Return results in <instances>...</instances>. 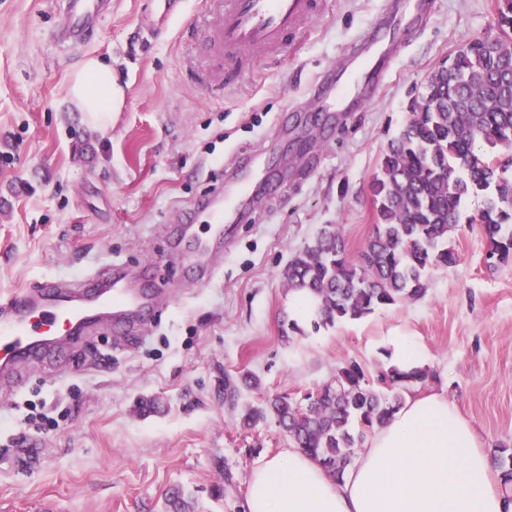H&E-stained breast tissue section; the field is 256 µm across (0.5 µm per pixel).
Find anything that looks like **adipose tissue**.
I'll return each instance as SVG.
<instances>
[{"label": "adipose tissue", "instance_id": "1", "mask_svg": "<svg viewBox=\"0 0 512 512\" xmlns=\"http://www.w3.org/2000/svg\"><path fill=\"white\" fill-rule=\"evenodd\" d=\"M125 90L99 58L73 72L67 100L86 126L106 133ZM388 362L423 367L424 354L407 331L384 339ZM246 512H512L498 488L489 452L447 396L407 398L369 434L343 478L331 476L300 449L260 459L252 469Z\"/></svg>", "mask_w": 512, "mask_h": 512}]
</instances>
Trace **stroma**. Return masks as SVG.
Masks as SVG:
<instances>
[{
    "instance_id": "obj_1",
    "label": "stroma",
    "mask_w": 512,
    "mask_h": 512,
    "mask_svg": "<svg viewBox=\"0 0 512 512\" xmlns=\"http://www.w3.org/2000/svg\"><path fill=\"white\" fill-rule=\"evenodd\" d=\"M435 2L427 25L393 32L402 51L385 81H350L357 111L323 126L306 100L387 0H326L298 47L207 90L193 48L213 0H112L84 43L62 41L61 0H0V288L112 265L172 290L141 333L88 337L25 369L21 389L0 388V512H165L174 488L193 512H245L256 461L292 445L274 415L243 425L246 409L299 401L351 359L377 378L399 325L425 349L429 376L412 395L445 393L489 453L512 449V265L485 261L473 221L484 195L465 198L451 240L460 261L432 271L424 299L289 330L290 259L328 224L358 257L374 230L371 181L412 100L471 39L501 34L495 0ZM91 55L126 91L103 136L66 98ZM232 171L270 186L250 221L227 227L201 285L169 245ZM247 373L258 387L226 402L225 378ZM34 410L57 427L37 429Z\"/></svg>"
}]
</instances>
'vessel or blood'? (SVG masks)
<instances>
[{
	"instance_id": "1",
	"label": "vessel or blood",
	"mask_w": 512,
	"mask_h": 512,
	"mask_svg": "<svg viewBox=\"0 0 512 512\" xmlns=\"http://www.w3.org/2000/svg\"><path fill=\"white\" fill-rule=\"evenodd\" d=\"M109 0H64L62 39L84 41ZM320 16L319 0H223L197 50L206 61L204 77L245 71L255 57L296 42ZM238 184L210 188L205 233L184 224L174 249L190 245V263L199 280H211L215 246L224 226L240 222L246 208ZM161 289L145 283L137 272L114 273L105 267L78 282L53 281L21 291L0 292V386L19 383V366L43 360L77 345L100 326L124 332L145 323L155 311Z\"/></svg>"
}]
</instances>
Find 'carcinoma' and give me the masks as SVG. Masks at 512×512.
I'll list each match as a JSON object with an SVG mask.
<instances>
[{
  "label": "carcinoma",
  "instance_id": "cac0c4a2",
  "mask_svg": "<svg viewBox=\"0 0 512 512\" xmlns=\"http://www.w3.org/2000/svg\"><path fill=\"white\" fill-rule=\"evenodd\" d=\"M496 10L504 35L469 42L447 69L434 73L389 141L372 183L376 224L360 257L348 256L330 224L290 260L288 290L306 291L320 304L314 328L424 298L431 271L458 262L451 239L471 194H486L480 211L486 259L512 263V177L489 167L493 151L512 143V0H496ZM427 377L423 368L389 367L375 384L348 360L311 391V400L275 397L268 407L295 447L341 477L367 435ZM493 464L511 493L512 453L501 449ZM166 512H191L183 490L168 493Z\"/></svg>",
  "mask_w": 512,
  "mask_h": 512
}]
</instances>
